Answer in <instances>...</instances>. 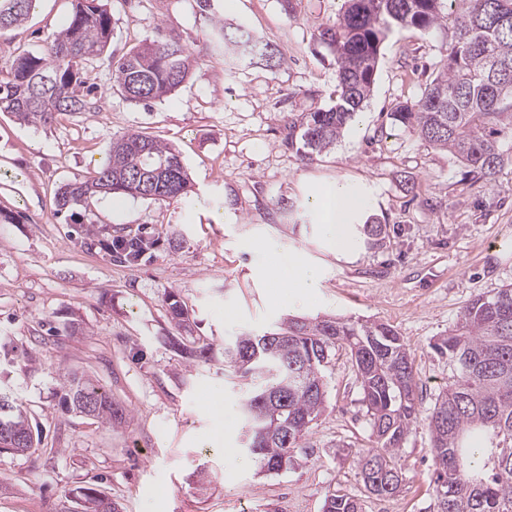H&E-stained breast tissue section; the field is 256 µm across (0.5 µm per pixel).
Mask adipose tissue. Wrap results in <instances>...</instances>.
I'll use <instances>...</instances> for the list:
<instances>
[{
    "label": "adipose tissue",
    "mask_w": 512,
    "mask_h": 512,
    "mask_svg": "<svg viewBox=\"0 0 512 512\" xmlns=\"http://www.w3.org/2000/svg\"><path fill=\"white\" fill-rule=\"evenodd\" d=\"M352 198V192L340 183L318 189L311 198L323 235L340 254L352 253L355 247L350 224ZM283 265L288 272L285 286L289 292L314 294L321 288L323 273L318 266L296 254L284 255Z\"/></svg>",
    "instance_id": "ef3b65f1"
}]
</instances>
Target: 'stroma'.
I'll use <instances>...</instances> for the list:
<instances>
[{
  "label": "stroma",
  "instance_id": "stroma-1",
  "mask_svg": "<svg viewBox=\"0 0 512 512\" xmlns=\"http://www.w3.org/2000/svg\"><path fill=\"white\" fill-rule=\"evenodd\" d=\"M344 0H127L113 6L107 60L88 78L90 111L34 128L0 112V392L28 413L40 442L0 453V512H81L94 488L121 512H323L335 491L363 512H431L433 458L425 419L454 375L434 343L480 294L512 284V162L490 180L395 125L445 52L446 37L389 33L373 91L336 146L305 161L288 122L331 102L336 64L319 25ZM71 0H39L20 26L0 31V70L42 53ZM268 41L282 63L243 66L210 55L215 17ZM174 28L198 60L180 87L144 106L112 88L109 57ZM139 130L172 146L192 184L166 201L109 195L55 214L60 186L91 178L113 137ZM346 184L367 209L351 223L354 253L322 235L316 187ZM223 223H216V216ZM386 226L381 245L363 233ZM152 233L135 264L104 242ZM277 240L324 273L317 295L285 300L262 276ZM189 314L171 321L169 295ZM390 325L414 361L422 413L398 453L399 491L369 494L356 466L373 445L357 371L343 349L322 369L325 407L293 468L258 473L240 449L252 378L224 361V346L277 329L287 317ZM89 377L125 412L102 424L61 406L66 372Z\"/></svg>",
  "mask_w": 512,
  "mask_h": 512
}]
</instances>
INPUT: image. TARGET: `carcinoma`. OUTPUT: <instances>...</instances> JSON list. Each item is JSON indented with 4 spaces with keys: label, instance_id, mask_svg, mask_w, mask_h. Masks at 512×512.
Returning a JSON list of instances; mask_svg holds the SVG:
<instances>
[{
    "label": "carcinoma",
    "instance_id": "cac0c4a2",
    "mask_svg": "<svg viewBox=\"0 0 512 512\" xmlns=\"http://www.w3.org/2000/svg\"><path fill=\"white\" fill-rule=\"evenodd\" d=\"M38 0H0V30L20 25ZM71 17L49 37L46 52L14 57L0 76V112L19 122L52 125L65 112L91 105L89 68L112 35V13L100 0H73ZM395 27L451 30L448 54L421 94L390 113L405 130L448 151L469 172L491 176L507 158L501 136L512 133V0H345L336 21L316 39L336 62L333 104L300 114L288 139L307 160L330 149L369 99L381 46ZM213 51L253 63L268 47L261 37L215 20ZM194 58L174 31L112 58V79L129 102L161 99L187 78ZM189 191L188 173L168 144L139 131L112 139L107 161L87 181L61 186L56 213L100 194L151 200ZM350 352L362 389L374 446L357 459L365 489L392 495L403 481L397 455L420 414L413 360L395 330L383 323L340 318L290 319L273 332L241 336L224 348V361L259 380L244 405L243 450L259 472L279 473L325 401L322 367L338 348ZM456 370L426 417L434 463L433 512H512V287L478 295L455 327L434 344ZM68 411L84 414L74 396L93 403L89 418L110 424L124 416L89 379L64 375ZM18 439L0 452L23 454L34 437L27 412L0 394V438ZM83 512L107 508L101 492L86 488ZM325 512H362L360 500L336 491Z\"/></svg>",
    "mask_w": 512,
    "mask_h": 512
}]
</instances>
